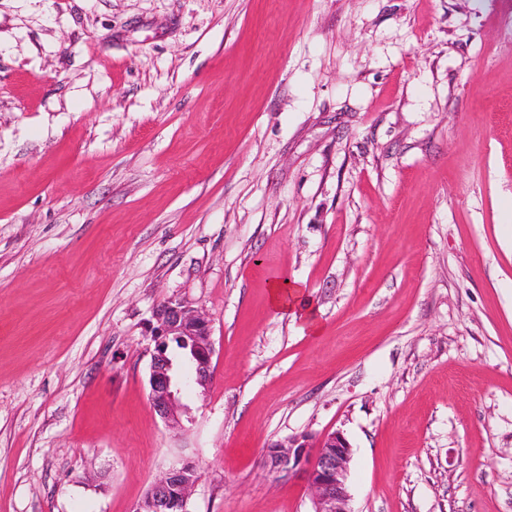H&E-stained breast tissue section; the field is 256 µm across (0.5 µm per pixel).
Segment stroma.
Segmentation results:
<instances>
[{
	"mask_svg": "<svg viewBox=\"0 0 512 512\" xmlns=\"http://www.w3.org/2000/svg\"><path fill=\"white\" fill-rule=\"evenodd\" d=\"M335 431L354 512H512V0H0V512H311L262 453ZM297 283L288 280L275 283L270 290V303L280 316L303 319L311 331L318 332V320L315 306L311 297ZM149 334L154 343L149 377L151 405L169 427L182 428L188 414L181 402L182 388L194 384L205 391L213 377L215 350L210 320L190 302L171 298L154 309ZM170 338L190 347L194 377H184L183 370L167 357L164 348ZM197 482L198 473L192 465L172 468L149 486L135 512H185Z\"/></svg>",
	"mask_w": 512,
	"mask_h": 512,
	"instance_id": "obj_1",
	"label": "stroma"
}]
</instances>
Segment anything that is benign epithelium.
Wrapping results in <instances>:
<instances>
[{
    "label": "benign epithelium",
    "mask_w": 512,
    "mask_h": 512,
    "mask_svg": "<svg viewBox=\"0 0 512 512\" xmlns=\"http://www.w3.org/2000/svg\"><path fill=\"white\" fill-rule=\"evenodd\" d=\"M149 334L154 343L149 377L151 405L169 427L181 428L187 414L181 402L182 388L194 384L205 390L213 377L210 320L190 302L171 298L154 309ZM171 338L190 347L194 377H184L183 370L167 357L165 345ZM272 447L273 451L264 452L265 466L280 478L305 473L312 512H353L347 486L351 446L342 433L326 434L316 446L301 436L276 442ZM197 482L193 466L172 468L149 486L135 512H184Z\"/></svg>",
    "instance_id": "benign-epithelium-1"
}]
</instances>
